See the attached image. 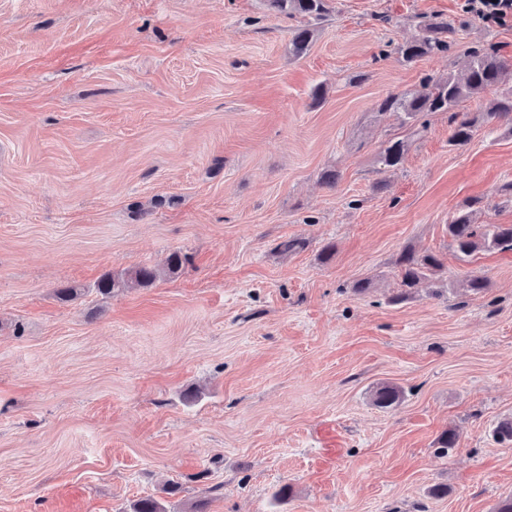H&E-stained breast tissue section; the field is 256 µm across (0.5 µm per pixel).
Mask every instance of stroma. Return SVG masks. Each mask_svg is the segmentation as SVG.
I'll return each instance as SVG.
<instances>
[{
  "label": "stroma",
  "instance_id": "stroma-1",
  "mask_svg": "<svg viewBox=\"0 0 512 512\" xmlns=\"http://www.w3.org/2000/svg\"><path fill=\"white\" fill-rule=\"evenodd\" d=\"M464 2L332 0L308 23L265 0H0V512H492L512 494L491 435L512 417V253L458 260L447 230L467 198L512 224V127L458 148L447 113H376L470 46L512 55V22L475 19L448 55L402 60L413 17ZM394 137L409 150L386 172ZM408 247L490 286L391 303ZM176 250L177 277L97 292ZM385 382L400 405L372 403ZM384 144L379 156V163L385 171L397 170L404 162L407 143L400 138H390Z\"/></svg>",
  "mask_w": 512,
  "mask_h": 512
}]
</instances>
